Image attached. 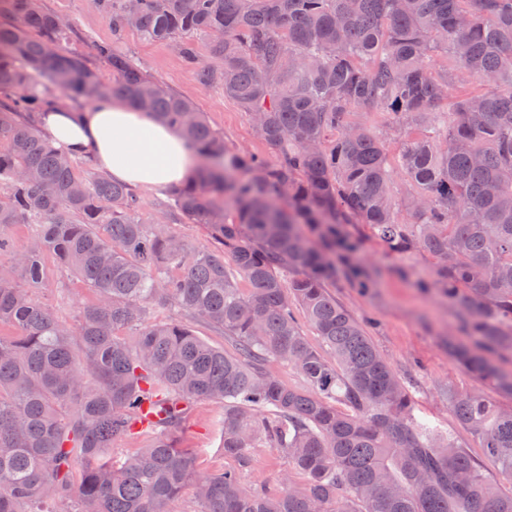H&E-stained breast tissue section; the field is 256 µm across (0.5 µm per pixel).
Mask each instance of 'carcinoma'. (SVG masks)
<instances>
[{
	"mask_svg": "<svg viewBox=\"0 0 512 512\" xmlns=\"http://www.w3.org/2000/svg\"><path fill=\"white\" fill-rule=\"evenodd\" d=\"M95 4L113 37L133 28L174 44L199 84L260 118L277 158L228 148L188 100L103 42L94 49L113 81L102 84L42 0L0 7V89L40 78L72 99H122L200 159L149 222L132 188L42 137L37 95L0 99V326L13 330L0 334V512H169L188 487L195 512H512L479 459L415 414L407 383L328 290L340 275L374 288L356 224L397 254H427L467 339L448 338V354L512 394L501 365L512 352V0ZM198 37L212 40L210 64ZM476 81L483 90L467 91ZM354 112L409 127L399 154L349 124ZM395 169L412 223L393 200ZM185 223L205 226L211 246L193 248L174 229ZM15 224L35 226L22 251ZM47 255L98 297L75 329L38 298ZM167 307L231 348L152 319ZM272 359L304 385L269 370ZM201 399L224 405V456L238 467L200 475L181 447L175 405ZM448 404L512 474V410L451 385ZM144 423L151 444L114 464L113 441ZM264 445L304 483L247 490L239 469Z\"/></svg>",
	"mask_w": 512,
	"mask_h": 512,
	"instance_id": "carcinoma-1",
	"label": "carcinoma"
}]
</instances>
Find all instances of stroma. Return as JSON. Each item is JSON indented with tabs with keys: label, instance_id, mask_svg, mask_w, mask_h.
Segmentation results:
<instances>
[{
	"label": "stroma",
	"instance_id": "1",
	"mask_svg": "<svg viewBox=\"0 0 512 512\" xmlns=\"http://www.w3.org/2000/svg\"><path fill=\"white\" fill-rule=\"evenodd\" d=\"M44 5L73 24L76 34L67 45L69 51L89 57L95 44L112 40L110 19L97 9L94 0H44ZM115 49L131 56L142 70L203 112L227 147L271 161L276 159V151L256 135L250 116L220 89L199 85L170 45L143 40L130 30ZM360 233L364 240L361 262L375 274L377 285L363 296L340 278L332 288L333 294L350 313L373 321L371 340L407 382L417 415L454 433L465 448L480 457L484 474L497 481L504 493H511L512 475L501 473L497 463L484 457L475 438L457 423L449 409L446 388L452 385L481 389L504 408H512V395L500 393L489 383L470 376L449 357L446 343L449 337L460 336L461 331L456 307L433 285L432 259L421 252L406 256L390 252L371 237L368 228H361ZM422 280L430 282L429 290L419 288ZM39 298L70 324L76 322L84 306L96 300L92 291L76 278L64 276L53 265L48 268V283L40 289ZM223 414V405L215 402L199 400L193 404L181 445L194 456L198 473L209 474L234 466L222 448L219 421ZM241 477L254 492L280 486L286 478L297 484L303 481L299 474H287L282 455L272 448L252 449L251 463L242 470Z\"/></svg>",
	"mask_w": 512,
	"mask_h": 512
}]
</instances>
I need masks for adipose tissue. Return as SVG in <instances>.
Listing matches in <instances>:
<instances>
[{"instance_id": "obj_1", "label": "adipose tissue", "mask_w": 512, "mask_h": 512, "mask_svg": "<svg viewBox=\"0 0 512 512\" xmlns=\"http://www.w3.org/2000/svg\"><path fill=\"white\" fill-rule=\"evenodd\" d=\"M38 119L54 147L90 155L99 173L133 188H175L192 168L187 142L175 128L119 99L80 112L57 102L43 107Z\"/></svg>"}]
</instances>
